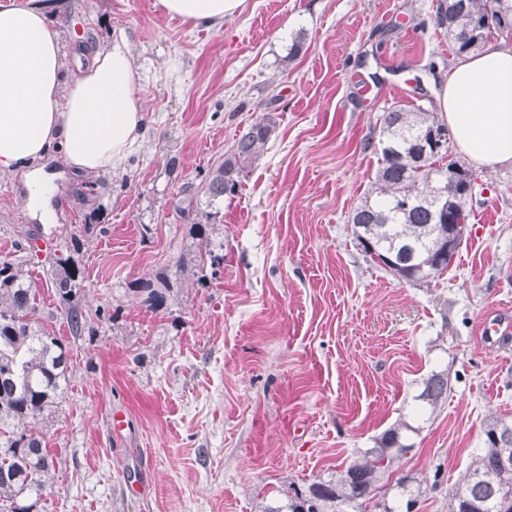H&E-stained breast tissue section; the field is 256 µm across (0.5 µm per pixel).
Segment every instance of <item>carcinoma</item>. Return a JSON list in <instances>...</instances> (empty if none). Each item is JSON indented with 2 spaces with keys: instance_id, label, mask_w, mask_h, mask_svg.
I'll return each mask as SVG.
<instances>
[{
  "instance_id": "obj_1",
  "label": "carcinoma",
  "mask_w": 512,
  "mask_h": 512,
  "mask_svg": "<svg viewBox=\"0 0 512 512\" xmlns=\"http://www.w3.org/2000/svg\"><path fill=\"white\" fill-rule=\"evenodd\" d=\"M493 17L512 31V0H438L435 20L452 30L448 41L461 57L482 48L489 40L482 22ZM443 127L433 113L422 107L408 110L392 106L383 115L378 139V167L371 192L351 217L353 235L366 252L373 249L393 276L407 282H423L448 268L445 255L448 237L442 228L464 224L465 207L452 195L448 211L437 210L431 201L434 190L429 163H416L414 149L421 139ZM274 126L264 116L253 122L237 139L204 180L207 205L233 196L241 187L246 169L258 159ZM189 234L198 241L197 280L206 285L224 263V244L212 240L209 225L198 218L190 222ZM83 247L74 235L65 251L51 260L52 284L58 302L65 308L75 336L90 330L78 304L83 287L80 266L72 253ZM161 287H155V284ZM174 281L162 272L157 282L146 280L138 291L153 309L163 306ZM37 297L22 270L0 263V512H31L25 503L37 497L43 477L54 459L44 437L31 423L54 413L71 378L69 347L37 324ZM448 399V375L433 372L414 396L416 405L375 438L374 446L360 452L345 468L305 487L288 486L285 499H276L264 512H411L421 487L410 488L413 478L397 480L390 499L376 500L385 475L395 459L414 447L412 435L420 427L417 417L435 412ZM484 447L472 456L462 482L448 491V512H512V422L497 417L484 428Z\"/></svg>"
}]
</instances>
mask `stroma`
I'll list each match as a JSON object with an SVG mask.
<instances>
[{
  "instance_id": "stroma-1",
  "label": "stroma",
  "mask_w": 512,
  "mask_h": 512,
  "mask_svg": "<svg viewBox=\"0 0 512 512\" xmlns=\"http://www.w3.org/2000/svg\"><path fill=\"white\" fill-rule=\"evenodd\" d=\"M42 2L67 75L125 32L146 123L124 168L77 178L44 160L54 223L26 209L20 174L0 175V262L22 268L72 363L35 424L55 468L32 512H263L373 447L443 370L448 398L389 479L421 484L412 512H448L486 421L512 419V166H472L468 230L427 282L372 265L351 223L383 112L437 109L456 59L437 0H245L217 30L156 0ZM265 115L274 132L213 226L224 265L199 284L182 190ZM88 222L78 303L95 333L76 336L48 258ZM167 269L179 280L151 309L135 286Z\"/></svg>"
}]
</instances>
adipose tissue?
Here are the masks:
<instances>
[{
	"label": "adipose tissue",
	"mask_w": 512,
	"mask_h": 512,
	"mask_svg": "<svg viewBox=\"0 0 512 512\" xmlns=\"http://www.w3.org/2000/svg\"><path fill=\"white\" fill-rule=\"evenodd\" d=\"M243 0H158L193 27L218 28ZM124 33L65 78L60 47L40 5L0 9V172L19 173L27 208L52 215L42 161L60 154L77 176L123 168L143 135L145 112ZM456 146L478 165H512V46L490 43L459 60L437 94Z\"/></svg>",
	"instance_id": "obj_1"
}]
</instances>
